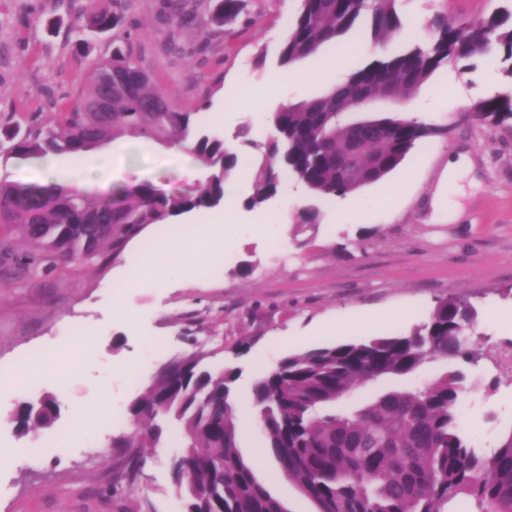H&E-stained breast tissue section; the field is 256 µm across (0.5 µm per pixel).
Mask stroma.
<instances>
[{
  "mask_svg": "<svg viewBox=\"0 0 512 512\" xmlns=\"http://www.w3.org/2000/svg\"><path fill=\"white\" fill-rule=\"evenodd\" d=\"M159 0H135L125 24L74 55L72 24L79 0H0V115L39 114L51 122L55 104L75 100L90 76L91 58L110 56L113 38L155 72L160 91L207 130L233 139L244 126L255 139L274 135V112L315 96L328 80L346 77L372 58L371 33L361 25L342 45L304 60L308 80L277 66L280 46L301 0H249L257 24L217 28L208 46L183 29L166 49L157 19ZM502 0H405L409 17L396 50L425 38L435 12L490 15ZM512 85L500 67L441 65L398 111L426 124L429 134L381 184L321 206L315 224L296 214L303 200L291 178L264 209L245 208L250 180L235 184L240 218L223 240H200L192 258L161 261L157 243L188 225L154 224L123 249L77 264L58 258L50 274H31L0 288V369L31 359L28 373L0 388V512H183L171 472L180 453L167 433L149 449L142 474L118 498L107 489L124 469L130 435L127 407L164 365L193 352L212 372L237 367V402H252L254 380L292 352L409 332L438 300L465 296L479 316L474 327L492 352L471 367L462 419L482 449L512 430V121L473 125L471 102ZM104 166L77 169L71 154L53 156L61 180L79 175L106 190L149 179L166 188L200 174L202 164L181 146L139 139L108 146ZM466 154L471 171L451 201L455 222L437 220L431 205L450 157ZM287 216L278 226L277 215ZM128 366L132 380L115 370ZM53 396L51 426L21 434L11 417L20 403ZM118 420L98 421L103 405ZM244 457L262 454L256 474L289 512H315L296 485L279 473L261 423L241 436Z\"/></svg>",
  "mask_w": 512,
  "mask_h": 512,
  "instance_id": "1",
  "label": "stroma"
}]
</instances>
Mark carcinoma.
Segmentation results:
<instances>
[{
    "label": "carcinoma",
    "instance_id": "1",
    "mask_svg": "<svg viewBox=\"0 0 512 512\" xmlns=\"http://www.w3.org/2000/svg\"><path fill=\"white\" fill-rule=\"evenodd\" d=\"M103 2L86 0L84 23L72 42L79 56L90 51V36L123 23L132 0ZM188 2L166 0L167 22L173 29L194 27L205 41L213 28L242 15L249 24L260 19L248 11L249 0H216L203 16ZM403 2L301 0L279 51L283 72L361 20L371 29L377 58L341 82H327L317 95L282 106L273 115V138L257 141L249 127L241 128L235 138L255 151L246 167L223 137L196 127L194 113L154 89V74L129 45L117 44L111 57L93 63L83 96L60 106L53 124L0 120V160L91 151L123 138L160 145L175 139L204 166L201 176L169 190L151 180L99 193L0 178V282L49 273L60 255L93 261L148 225L215 208L226 185L240 176L251 180L247 206L257 210L278 194L284 173L321 201L385 180L428 128L400 113L370 115L372 105L411 97L443 63L498 59L512 77V9L478 18L437 13L424 23L426 40L391 52L388 45L403 28ZM466 112L481 124H502L512 120V99L481 98ZM13 233L28 244L27 252H16ZM476 317L466 298H444L407 334L293 353L253 382L254 410L278 469L316 512H452L460 494L472 498L476 512H512V431L483 452L468 440L460 417L468 371L480 360L471 334ZM201 360L198 352L181 358L128 406L135 433L127 483L137 481L146 450L157 447L172 422L181 451L171 469L188 512H288L239 449V371L213 374ZM437 360L453 368L423 386L380 388L361 406L335 409L361 386L405 378ZM56 414V400L46 397L18 405L12 418L28 433L51 425Z\"/></svg>",
    "mask_w": 512,
    "mask_h": 512
}]
</instances>
